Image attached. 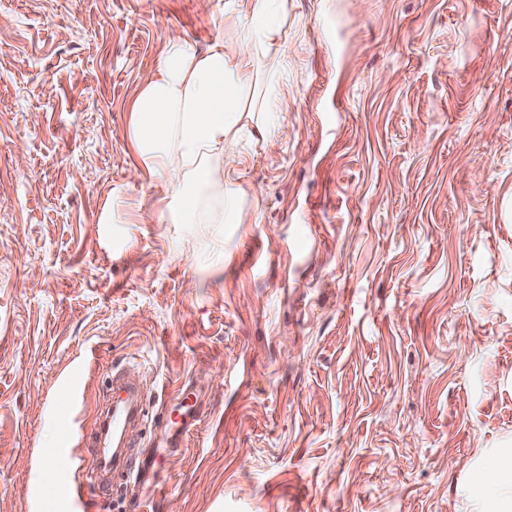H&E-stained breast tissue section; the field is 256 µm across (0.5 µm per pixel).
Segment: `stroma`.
<instances>
[{
    "label": "stroma",
    "instance_id": "35a3bbf8",
    "mask_svg": "<svg viewBox=\"0 0 512 512\" xmlns=\"http://www.w3.org/2000/svg\"><path fill=\"white\" fill-rule=\"evenodd\" d=\"M276 148L238 224L142 223L128 105L228 0H0V512L67 440L84 512H488L512 453V0H291ZM111 212V223L101 221ZM136 358L153 491L86 479ZM82 371L78 404L56 406Z\"/></svg>",
    "mask_w": 512,
    "mask_h": 512
}]
</instances>
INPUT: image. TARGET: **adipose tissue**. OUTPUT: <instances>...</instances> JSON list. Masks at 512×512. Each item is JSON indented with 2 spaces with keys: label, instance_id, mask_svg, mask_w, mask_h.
I'll list each match as a JSON object with an SVG mask.
<instances>
[{
  "label": "adipose tissue",
  "instance_id": "ef3b65f1",
  "mask_svg": "<svg viewBox=\"0 0 512 512\" xmlns=\"http://www.w3.org/2000/svg\"><path fill=\"white\" fill-rule=\"evenodd\" d=\"M231 36L206 47L175 36L129 103L136 173L164 181L158 213L171 224H238L243 199L224 178V148L242 135L277 143L284 102L272 62L288 0H242Z\"/></svg>",
  "mask_w": 512,
  "mask_h": 512
}]
</instances>
